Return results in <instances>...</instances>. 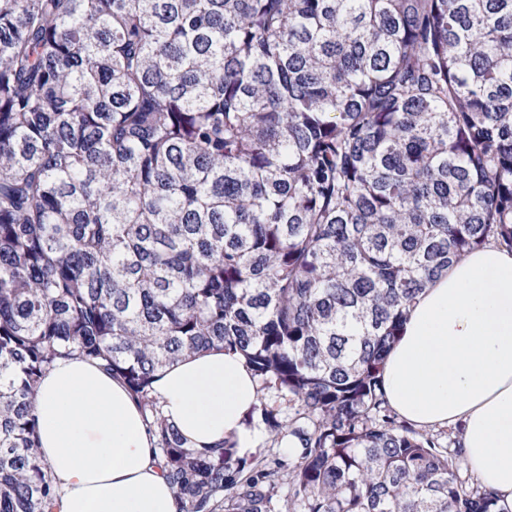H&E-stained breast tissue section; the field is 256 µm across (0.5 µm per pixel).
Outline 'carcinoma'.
<instances>
[{
    "label": "carcinoma",
    "mask_w": 512,
    "mask_h": 512,
    "mask_svg": "<svg viewBox=\"0 0 512 512\" xmlns=\"http://www.w3.org/2000/svg\"><path fill=\"white\" fill-rule=\"evenodd\" d=\"M512 250V0H0V512H54L36 388L142 405L179 512H512L382 384L407 309ZM240 352L270 457L152 393Z\"/></svg>",
    "instance_id": "cac0c4a2"
}]
</instances>
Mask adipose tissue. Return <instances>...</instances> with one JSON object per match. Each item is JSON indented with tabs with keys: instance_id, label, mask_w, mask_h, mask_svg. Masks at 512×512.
Returning <instances> with one entry per match:
<instances>
[{
	"instance_id": "adipose-tissue-1",
	"label": "adipose tissue",
	"mask_w": 512,
	"mask_h": 512,
	"mask_svg": "<svg viewBox=\"0 0 512 512\" xmlns=\"http://www.w3.org/2000/svg\"><path fill=\"white\" fill-rule=\"evenodd\" d=\"M258 384L237 354L211 350L160 371L153 393L189 447L265 434L252 420ZM391 408L418 429L457 434L481 487L512 507V251L487 244L454 263L410 308L383 372ZM40 453L56 512H178L140 404L80 359L58 362L36 394Z\"/></svg>"
}]
</instances>
